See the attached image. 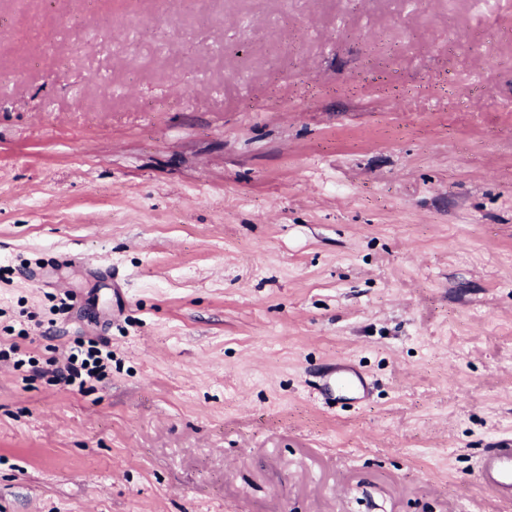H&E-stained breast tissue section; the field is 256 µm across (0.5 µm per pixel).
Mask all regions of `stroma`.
<instances>
[{
	"mask_svg": "<svg viewBox=\"0 0 512 512\" xmlns=\"http://www.w3.org/2000/svg\"><path fill=\"white\" fill-rule=\"evenodd\" d=\"M0 267V512H512V0H0ZM88 348L83 349L84 344L80 342L77 349L70 353L64 363H59L56 359L49 361L48 366L52 367L56 381L68 387H78L82 390L85 384L83 374L89 378H102L104 376L106 364L105 360H111L112 352L107 349L106 343L98 341H88ZM485 487L512 501V448H499L487 455L481 467Z\"/></svg>",
	"mask_w": 512,
	"mask_h": 512,
	"instance_id": "obj_1",
	"label": "stroma"
}]
</instances>
